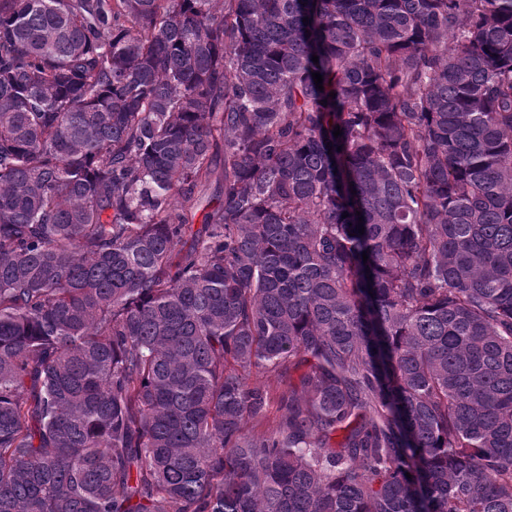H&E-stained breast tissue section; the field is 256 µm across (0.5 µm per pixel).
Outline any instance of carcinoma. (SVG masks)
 I'll list each match as a JSON object with an SVG mask.
<instances>
[{
  "mask_svg": "<svg viewBox=\"0 0 512 512\" xmlns=\"http://www.w3.org/2000/svg\"><path fill=\"white\" fill-rule=\"evenodd\" d=\"M0 512H512V0H0Z\"/></svg>",
  "mask_w": 512,
  "mask_h": 512,
  "instance_id": "cac0c4a2",
  "label": "carcinoma"
}]
</instances>
